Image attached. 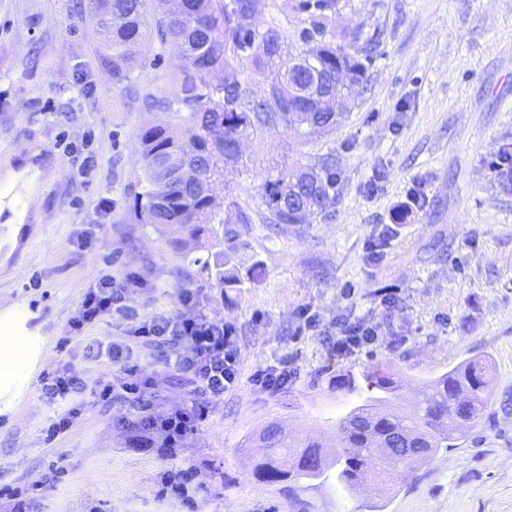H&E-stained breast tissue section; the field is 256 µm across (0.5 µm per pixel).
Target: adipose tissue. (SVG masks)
Instances as JSON below:
<instances>
[{"label":"adipose tissue","mask_w":512,"mask_h":512,"mask_svg":"<svg viewBox=\"0 0 512 512\" xmlns=\"http://www.w3.org/2000/svg\"><path fill=\"white\" fill-rule=\"evenodd\" d=\"M17 322L13 313L0 318V408L6 410L33 378L42 352L41 339L23 333Z\"/></svg>","instance_id":"adipose-tissue-1"}]
</instances>
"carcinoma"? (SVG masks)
Listing matches in <instances>:
<instances>
[{
	"instance_id": "1",
	"label": "carcinoma",
	"mask_w": 512,
	"mask_h": 512,
	"mask_svg": "<svg viewBox=\"0 0 512 512\" xmlns=\"http://www.w3.org/2000/svg\"><path fill=\"white\" fill-rule=\"evenodd\" d=\"M260 0H88L102 41L101 63L112 69L120 83L131 68L141 66L140 45L151 35L165 46H180L186 64L178 90L171 97L150 94L151 107L186 114L192 125L189 136L177 127L151 126L140 131L141 171L148 185L139 196L141 219L166 224L198 235L211 224H222L223 204L216 201L214 186L224 181V170L241 171L242 155L236 143L263 139L273 133L294 132L302 143L331 132L336 114L325 107L328 98L341 94L349 100L363 87L371 40L361 41L356 31L336 35L331 27L337 0H303L309 26L301 31L300 49L282 37L278 26L256 23ZM249 55L253 74L242 79L236 70L241 55ZM301 55L321 82L310 91L311 72L290 67ZM352 73V83L336 86V65ZM264 90L253 97L250 84ZM298 112L309 113L311 128L293 130ZM268 224H309L336 204V176L327 160L318 168L300 165L268 174L258 187ZM222 250L201 272L224 289L243 288L246 278L234 262V236L222 240ZM366 388L384 393L353 408L338 428L339 451L328 457L319 445L308 443L295 452L293 464L281 460L292 442L275 427L265 437L266 451L255 476L270 485H283L294 499L297 512H310L309 501L299 492L335 478L346 493L357 491L359 480L373 473V443L389 438L396 448L389 458L390 473L424 464L440 448H453L484 416L491 389L489 366L469 360L458 364L423 388L427 407L410 416L383 409L387 395L400 385L373 371L363 373Z\"/></svg>"
}]
</instances>
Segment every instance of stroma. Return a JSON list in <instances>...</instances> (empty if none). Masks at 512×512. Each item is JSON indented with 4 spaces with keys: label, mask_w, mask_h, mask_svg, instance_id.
<instances>
[{
    "label": "stroma",
    "mask_w": 512,
    "mask_h": 512,
    "mask_svg": "<svg viewBox=\"0 0 512 512\" xmlns=\"http://www.w3.org/2000/svg\"><path fill=\"white\" fill-rule=\"evenodd\" d=\"M299 4L261 0L256 20L278 22L298 42ZM336 28L379 40L336 129L306 145L286 133L246 144V172L225 173L216 188L239 204L225 210L224 229L256 280L226 302L209 289V309L233 324L244 371L288 356L298 375L275 395L241 380L170 463L127 448L114 428L122 409L92 394L118 368L84 358L81 340L64 352L57 342L101 274L137 272L128 288L148 313L180 312L182 289L203 283L196 263L211 254L207 239L136 212L145 190L138 134L176 120L145 110L142 98L174 93L184 61L152 38L141 47L145 67L118 83L100 64L84 0H0V187L16 197L0 201V312L25 308L27 328L44 338L39 376L69 361L89 386L72 402L73 427L51 444L45 431L59 408L39 376L0 415V487L41 482L29 512H186L157 495L175 463L201 468L200 512H293L278 486L254 476L267 428L330 446L368 398L365 386L344 389L347 376L369 368L400 380L394 403L406 410L417 386L480 357L492 362L495 397L458 447L367 496L329 482L304 497L314 512H512V186L490 167L512 153V0H339ZM325 156L336 174L329 215L264 223L257 186L270 168ZM370 181L376 194L365 191ZM414 190L423 206L410 211ZM102 198L111 211L96 210ZM380 235L389 244L375 259L366 243ZM379 288L397 290L396 307L381 305ZM305 308L318 324L302 333ZM352 310L381 336L339 361L322 339ZM396 336L404 343L394 348Z\"/></svg>",
    "instance_id": "35a3bbf8"
}]
</instances>
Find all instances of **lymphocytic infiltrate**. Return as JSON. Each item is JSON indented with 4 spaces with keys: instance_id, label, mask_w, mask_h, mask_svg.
Segmentation results:
<instances>
[{
    "instance_id": "f902f5d3",
    "label": "lymphocytic infiltrate",
    "mask_w": 512,
    "mask_h": 512,
    "mask_svg": "<svg viewBox=\"0 0 512 512\" xmlns=\"http://www.w3.org/2000/svg\"><path fill=\"white\" fill-rule=\"evenodd\" d=\"M204 298L202 289L186 288L180 313L146 315L137 309L125 281L107 273L86 288L68 323L67 334L74 338L109 316L125 322L122 339L106 345L90 342L86 355L105 359L121 372L116 382L102 385L99 395L125 407L116 429L128 447L163 461L176 458L179 448L208 419L213 401L236 387L242 377L234 328L223 318L207 314ZM379 331L376 323L350 314L337 319L336 332L326 343L344 360L374 345ZM139 345L152 348L158 363L185 385L187 401L183 406L159 411L158 384L143 372L134 356ZM41 385L43 395L53 402L71 400L86 389L68 362L44 374Z\"/></svg>"
}]
</instances>
